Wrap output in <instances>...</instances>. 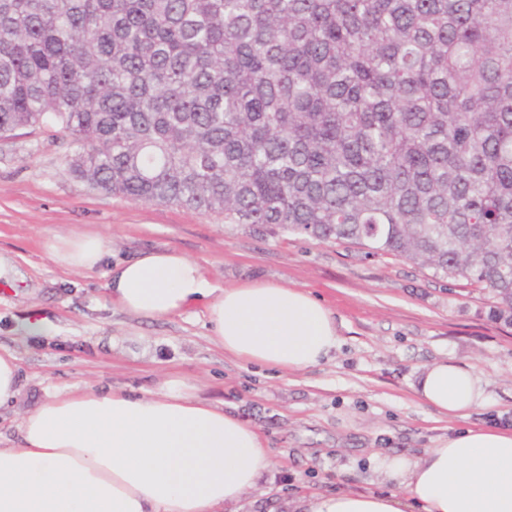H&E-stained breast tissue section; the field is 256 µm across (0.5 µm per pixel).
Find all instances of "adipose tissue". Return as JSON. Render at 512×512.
I'll return each mask as SVG.
<instances>
[{"instance_id": "adipose-tissue-1", "label": "adipose tissue", "mask_w": 512, "mask_h": 512, "mask_svg": "<svg viewBox=\"0 0 512 512\" xmlns=\"http://www.w3.org/2000/svg\"><path fill=\"white\" fill-rule=\"evenodd\" d=\"M62 267H105L112 306L145 320L205 302L210 340L239 361L288 372L318 366L338 343L330 308L271 282L214 287L175 249L106 262L101 236L55 235ZM417 397L449 420L486 404L483 379L454 361L428 366ZM20 442L0 448V512H220L238 504L273 464L256 429L171 380L133 396L88 384L51 395L24 415ZM390 492L313 493L299 512H512V429H452L421 458L383 457Z\"/></svg>"}]
</instances>
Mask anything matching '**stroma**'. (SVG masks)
I'll use <instances>...</instances> for the list:
<instances>
[{
  "instance_id": "stroma-1",
  "label": "stroma",
  "mask_w": 512,
  "mask_h": 512,
  "mask_svg": "<svg viewBox=\"0 0 512 512\" xmlns=\"http://www.w3.org/2000/svg\"><path fill=\"white\" fill-rule=\"evenodd\" d=\"M64 154L38 130L0 136V350L21 368L15 401L0 409V448L18 444L20 418L50 394L89 383L143 395L182 379L236 411L271 451L272 469L240 512H291L312 492H389L379 457H418L449 425L411 388L435 362L482 376L487 405L469 425L512 426V322L490 290L394 255L105 194L76 178ZM72 232L99 233L115 259L178 250L220 288L309 290L331 308L340 343L302 372L256 369L211 343L204 304L160 321L112 307L104 269L74 272L49 257L47 236ZM29 317L51 334L20 335Z\"/></svg>"
}]
</instances>
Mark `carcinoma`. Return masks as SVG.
<instances>
[{"label":"carcinoma","mask_w":512,"mask_h":512,"mask_svg":"<svg viewBox=\"0 0 512 512\" xmlns=\"http://www.w3.org/2000/svg\"><path fill=\"white\" fill-rule=\"evenodd\" d=\"M134 201L349 243L512 319V0H0V135Z\"/></svg>","instance_id":"1"}]
</instances>
